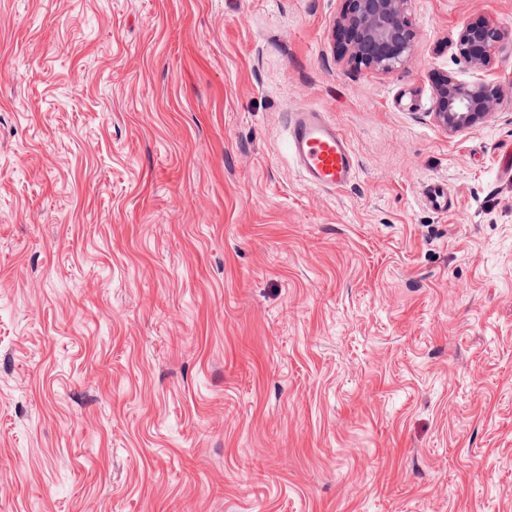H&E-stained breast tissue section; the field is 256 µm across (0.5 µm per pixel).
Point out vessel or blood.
<instances>
[{
    "instance_id": "obj_1",
    "label": "vessel or blood",
    "mask_w": 512,
    "mask_h": 512,
    "mask_svg": "<svg viewBox=\"0 0 512 512\" xmlns=\"http://www.w3.org/2000/svg\"><path fill=\"white\" fill-rule=\"evenodd\" d=\"M287 148L306 181L314 187L339 190L352 184L357 176L354 149L326 113H291Z\"/></svg>"
}]
</instances>
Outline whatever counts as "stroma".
<instances>
[{
  "label": "stroma",
  "mask_w": 512,
  "mask_h": 512,
  "mask_svg": "<svg viewBox=\"0 0 512 512\" xmlns=\"http://www.w3.org/2000/svg\"><path fill=\"white\" fill-rule=\"evenodd\" d=\"M340 8L0 0V512H512V49L448 48L512 0H411L386 76ZM304 108L351 186L289 156ZM436 121L449 133L481 123L493 110L497 87L490 82H463L451 74H438L433 82ZM287 148L314 187L339 190L355 181L358 168L354 149L325 112H292Z\"/></svg>",
  "instance_id": "obj_1"
}]
</instances>
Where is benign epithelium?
<instances>
[{
    "label": "benign epithelium",
    "mask_w": 512,
    "mask_h": 512,
    "mask_svg": "<svg viewBox=\"0 0 512 512\" xmlns=\"http://www.w3.org/2000/svg\"><path fill=\"white\" fill-rule=\"evenodd\" d=\"M409 0H341L334 30L337 60L350 70L372 75L389 74L407 65L416 33ZM505 34L487 20L467 23L451 44L455 53L480 71L502 49ZM436 121L456 133L481 123L493 110L497 87L490 82H463L451 74L434 78Z\"/></svg>",
    "instance_id": "benign-epithelium-1"
}]
</instances>
